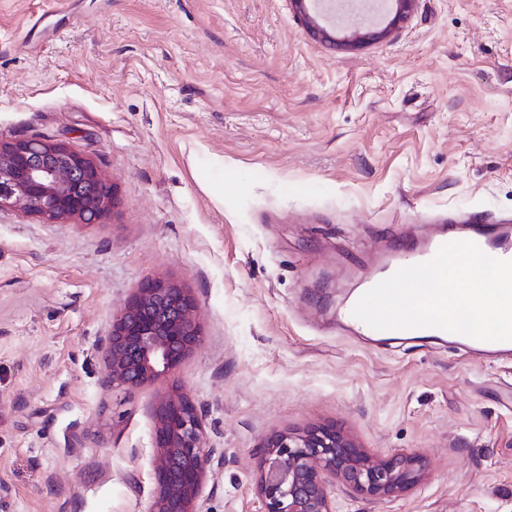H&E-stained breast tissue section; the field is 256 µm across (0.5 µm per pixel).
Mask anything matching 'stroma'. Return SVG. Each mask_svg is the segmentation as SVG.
<instances>
[{
	"instance_id": "1",
	"label": "stroma",
	"mask_w": 512,
	"mask_h": 512,
	"mask_svg": "<svg viewBox=\"0 0 512 512\" xmlns=\"http://www.w3.org/2000/svg\"><path fill=\"white\" fill-rule=\"evenodd\" d=\"M62 141L115 194L98 224L0 211V512H146L151 405L200 409L199 512H263L276 434L333 426L421 456L338 512H512V365L338 335L382 240L512 219V0H416L342 50L290 0H0V140ZM188 288L201 338L109 389L112 320L144 281ZM392 2L395 4L394 15L384 28L379 30H364L360 26H351L348 28V35L339 39L335 38L333 29L329 30L328 26L320 23V19L322 18L318 12H315V14L311 13L309 5L313 4L312 1L292 0L296 11L303 17L310 31L316 33L325 40H329L330 42L347 49L359 48L364 44L385 39L394 29L407 20L413 10L415 0H394Z\"/></svg>"
}]
</instances>
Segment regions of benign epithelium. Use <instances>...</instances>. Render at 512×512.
<instances>
[{"mask_svg":"<svg viewBox=\"0 0 512 512\" xmlns=\"http://www.w3.org/2000/svg\"><path fill=\"white\" fill-rule=\"evenodd\" d=\"M414 2L394 0L385 27L351 26L339 39L311 13L310 0H292L310 31L347 49L387 38L407 20ZM113 205V189L101 168L68 144L37 137L0 141V209L17 208L50 224L70 219L97 224ZM195 308V299L176 282L166 277L143 282L112 320L106 387L135 389L172 371L200 340ZM152 413L156 491L147 512H198L212 460L202 415L176 389L159 397ZM423 477L421 457H374L341 430L326 426L271 438L260 455L257 490L264 512H336L328 493L332 479L361 496L395 498Z\"/></svg>","mask_w":512,"mask_h":512,"instance_id":"7a95c632","label":"benign epithelium"}]
</instances>
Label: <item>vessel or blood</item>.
I'll return each instance as SVG.
<instances>
[{"mask_svg":"<svg viewBox=\"0 0 512 512\" xmlns=\"http://www.w3.org/2000/svg\"><path fill=\"white\" fill-rule=\"evenodd\" d=\"M461 241L475 243L488 256L512 260V220L499 223H480L474 220L458 223L441 220L435 223L433 231L428 236L420 240H398L390 244L376 261L371 274L362 281L361 288L365 291L370 290L400 268L430 261L442 246ZM337 320L347 335L360 337L374 333L373 328L354 316L352 305L341 306ZM414 333L459 344L471 358L477 360H512V341L478 340L433 327H418Z\"/></svg>","mask_w":512,"mask_h":512,"instance_id":"obj_1","label":"vessel or blood"}]
</instances>
